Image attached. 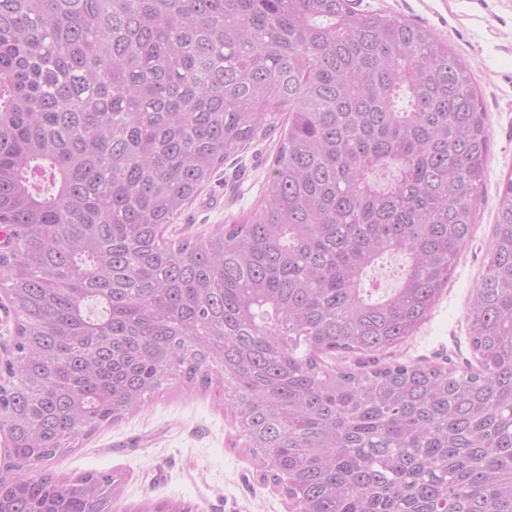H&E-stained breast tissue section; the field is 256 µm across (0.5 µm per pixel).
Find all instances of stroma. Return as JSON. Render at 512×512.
<instances>
[{
  "mask_svg": "<svg viewBox=\"0 0 512 512\" xmlns=\"http://www.w3.org/2000/svg\"><path fill=\"white\" fill-rule=\"evenodd\" d=\"M362 12L404 17L447 40L467 65L488 117L490 152L472 238L459 254L440 299L418 331L381 355L390 362L462 367L473 362L467 312L484 271L502 184L512 175V0H353ZM277 150L269 140L230 159L185 212L172 238L198 237L249 214ZM224 389L170 380L120 421L101 425L74 447L41 462L63 480L112 475L110 512H292L287 496L260 477L248 449L232 447Z\"/></svg>",
  "mask_w": 512,
  "mask_h": 512,
  "instance_id": "1",
  "label": "stroma"
}]
</instances>
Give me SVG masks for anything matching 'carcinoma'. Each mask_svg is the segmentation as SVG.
Segmentation results:
<instances>
[{
  "mask_svg": "<svg viewBox=\"0 0 512 512\" xmlns=\"http://www.w3.org/2000/svg\"><path fill=\"white\" fill-rule=\"evenodd\" d=\"M486 119L447 41L352 0H0L8 512L108 509L111 475L77 492L33 460L171 379L224 383L299 512H512L511 178L468 311L478 367L331 364L406 341L448 285ZM276 133L242 222L164 237ZM6 273L0 268V362H5L12 353L16 316L7 296L9 287Z\"/></svg>",
  "mask_w": 512,
  "mask_h": 512,
  "instance_id": "cac0c4a2",
  "label": "carcinoma"
}]
</instances>
